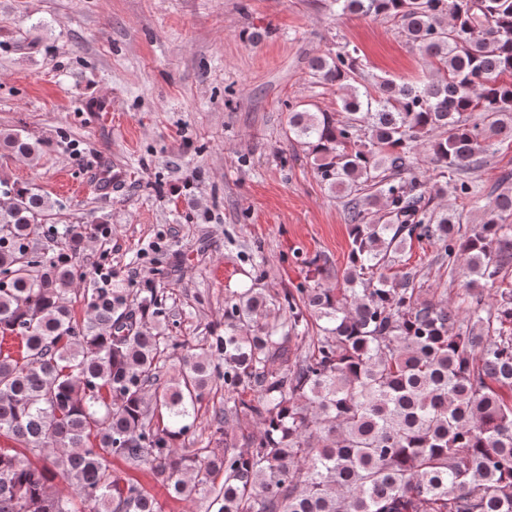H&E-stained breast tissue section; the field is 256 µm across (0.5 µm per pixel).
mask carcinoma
Listing matches in <instances>:
<instances>
[{
  "label": "carcinoma",
  "mask_w": 512,
  "mask_h": 512,
  "mask_svg": "<svg viewBox=\"0 0 512 512\" xmlns=\"http://www.w3.org/2000/svg\"><path fill=\"white\" fill-rule=\"evenodd\" d=\"M384 16L440 76L356 86V49L312 58L347 120L288 106V136L317 181L344 200L351 249L343 285L224 302V334L172 335L157 298L94 288L78 260L100 224H58L56 203L0 178V512H164L139 481L216 512H512V188L490 199L470 171L512 142V0H336ZM430 144L437 176L482 212L438 211L404 172ZM41 143L0 131V156ZM369 187L373 194L363 198ZM464 278L455 306L419 297L387 271L412 240ZM496 289L484 308L477 286ZM278 315L271 316L272 311ZM317 335H309L308 318ZM185 350L179 369L167 358ZM224 382V408L198 443L197 405ZM60 475L71 486L55 493ZM113 466L127 472V474L138 480L145 487L150 489L164 503L165 512H206L205 506L197 501H173L166 495L165 489L156 479L153 473L146 467L140 469H129L123 461L114 460Z\"/></svg>",
  "instance_id": "carcinoma-1"
}]
</instances>
